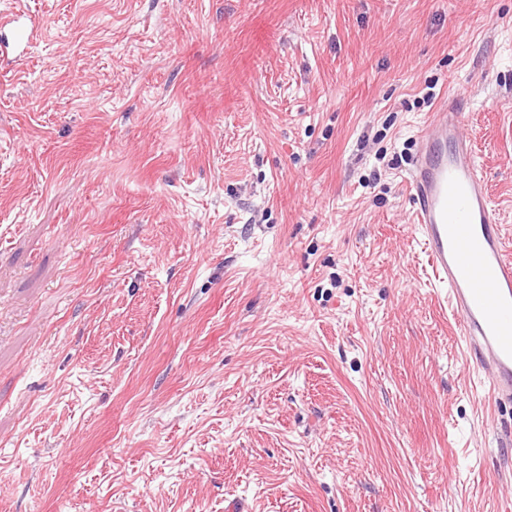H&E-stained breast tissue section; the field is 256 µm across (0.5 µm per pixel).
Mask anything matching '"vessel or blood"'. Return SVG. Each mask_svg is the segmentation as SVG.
<instances>
[{
    "label": "vessel or blood",
    "instance_id": "obj_1",
    "mask_svg": "<svg viewBox=\"0 0 512 512\" xmlns=\"http://www.w3.org/2000/svg\"><path fill=\"white\" fill-rule=\"evenodd\" d=\"M27 46L37 25L22 8L0 12V37ZM465 93L445 98L417 136L409 171L414 228L437 292L460 327L469 360L494 403L512 404V258L500 215L465 129Z\"/></svg>",
    "mask_w": 512,
    "mask_h": 512
}]
</instances>
